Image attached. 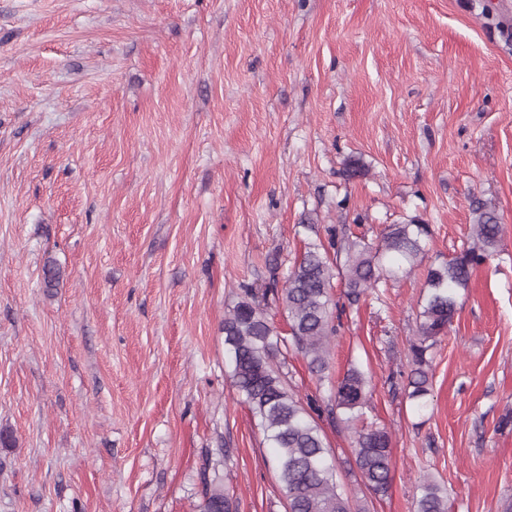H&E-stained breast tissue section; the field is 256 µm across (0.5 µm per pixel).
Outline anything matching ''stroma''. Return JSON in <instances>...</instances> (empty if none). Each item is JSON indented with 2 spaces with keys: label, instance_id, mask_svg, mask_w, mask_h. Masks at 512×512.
<instances>
[{
  "label": "stroma",
  "instance_id": "stroma-1",
  "mask_svg": "<svg viewBox=\"0 0 512 512\" xmlns=\"http://www.w3.org/2000/svg\"><path fill=\"white\" fill-rule=\"evenodd\" d=\"M504 10L0 0V512H192L219 450L234 512H286L225 315L331 228L416 217L427 264L446 261L476 197L504 235L432 351L427 410L406 390L424 267L347 309L324 378L289 353L288 382L326 406L350 367L372 378L385 495L321 420L352 512H415L425 475L448 512H512V39L485 19Z\"/></svg>",
  "mask_w": 512,
  "mask_h": 512
}]
</instances>
